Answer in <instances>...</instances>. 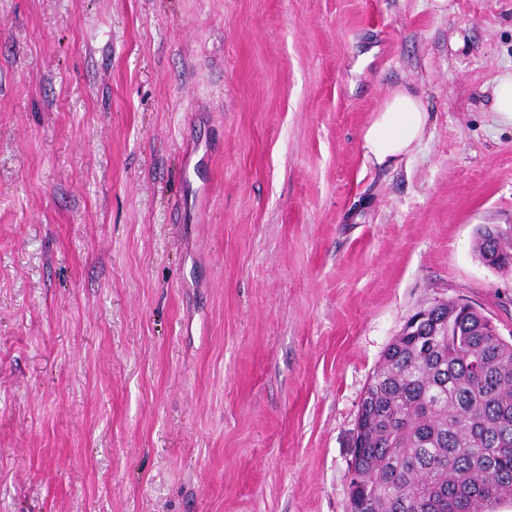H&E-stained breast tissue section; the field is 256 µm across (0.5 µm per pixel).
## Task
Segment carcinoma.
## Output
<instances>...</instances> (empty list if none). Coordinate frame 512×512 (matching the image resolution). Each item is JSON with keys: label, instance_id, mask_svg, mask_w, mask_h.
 <instances>
[{"label": "carcinoma", "instance_id": "carcinoma-1", "mask_svg": "<svg viewBox=\"0 0 512 512\" xmlns=\"http://www.w3.org/2000/svg\"><path fill=\"white\" fill-rule=\"evenodd\" d=\"M476 251L512 265V227ZM349 512H492L512 499V343L450 301L387 348L367 388Z\"/></svg>", "mask_w": 512, "mask_h": 512}]
</instances>
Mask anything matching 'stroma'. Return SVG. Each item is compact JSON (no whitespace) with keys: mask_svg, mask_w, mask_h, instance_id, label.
Wrapping results in <instances>:
<instances>
[{"mask_svg":"<svg viewBox=\"0 0 512 512\" xmlns=\"http://www.w3.org/2000/svg\"><path fill=\"white\" fill-rule=\"evenodd\" d=\"M451 2L0 0V512H347L408 319L512 341V0ZM398 85L429 131L363 168ZM490 101L495 122L512 126V73L496 78ZM476 251L481 261L494 269H503L496 267L487 260L488 255L496 256L504 262L512 265V227L509 231H503L496 226L482 225L479 229L476 240Z\"/></svg>","mask_w":512,"mask_h":512,"instance_id":"1","label":"stroma"}]
</instances>
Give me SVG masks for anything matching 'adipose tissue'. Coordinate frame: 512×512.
<instances>
[{"instance_id":"adipose-tissue-1","label":"adipose tissue","mask_w":512,"mask_h":512,"mask_svg":"<svg viewBox=\"0 0 512 512\" xmlns=\"http://www.w3.org/2000/svg\"><path fill=\"white\" fill-rule=\"evenodd\" d=\"M429 123L422 99L408 88H395L361 132L364 166L397 168L420 147Z\"/></svg>"}]
</instances>
